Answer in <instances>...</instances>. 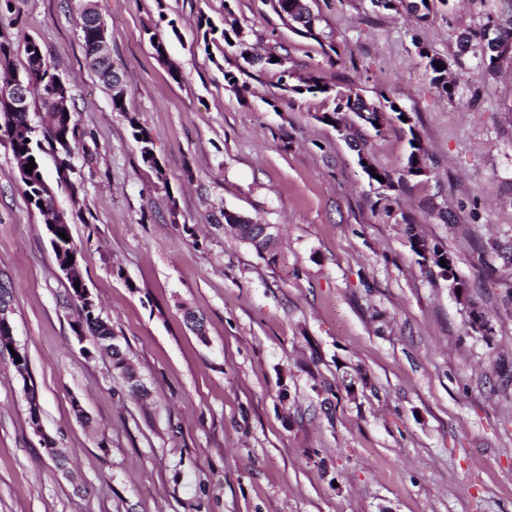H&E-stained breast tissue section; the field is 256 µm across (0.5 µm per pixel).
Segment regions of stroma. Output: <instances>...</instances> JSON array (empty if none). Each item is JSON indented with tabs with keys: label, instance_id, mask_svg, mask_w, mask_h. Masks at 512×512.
Listing matches in <instances>:
<instances>
[{
	"label": "stroma",
	"instance_id": "stroma-1",
	"mask_svg": "<svg viewBox=\"0 0 512 512\" xmlns=\"http://www.w3.org/2000/svg\"><path fill=\"white\" fill-rule=\"evenodd\" d=\"M307 3L327 43L296 34L274 0H12L0 13L8 70L24 73L35 40L71 95L79 145L67 169L45 146V177L149 390L138 401L79 342L70 284L0 138V294L30 373L0 351V512H512V51L490 72L457 45L511 19L512 0ZM88 6L129 113L86 64ZM204 18L241 28L251 53L284 46L293 76L388 98L409 124L346 140L321 119L324 95L285 92L277 68L224 43L204 49ZM428 52L449 91L431 84ZM413 132L422 177L403 173ZM362 152L400 177L390 201ZM228 211L271 225L275 260L225 233ZM415 234L453 257L467 300L422 264Z\"/></svg>",
	"mask_w": 512,
	"mask_h": 512
}]
</instances>
